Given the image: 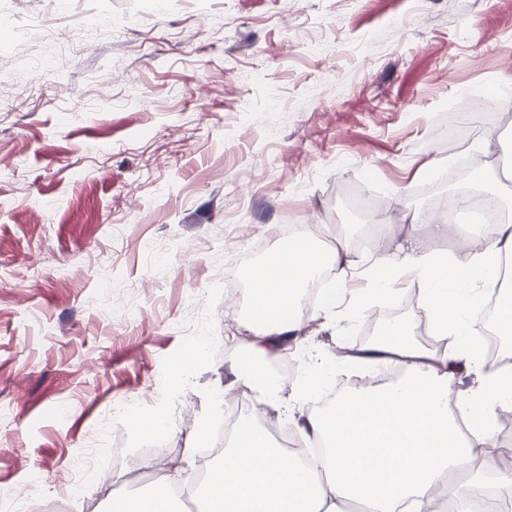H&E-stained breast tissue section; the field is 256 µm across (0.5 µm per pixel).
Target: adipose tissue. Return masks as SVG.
Masks as SVG:
<instances>
[{
	"label": "adipose tissue",
	"instance_id": "ef3b65f1",
	"mask_svg": "<svg viewBox=\"0 0 512 512\" xmlns=\"http://www.w3.org/2000/svg\"><path fill=\"white\" fill-rule=\"evenodd\" d=\"M405 217L412 226H424L425 235L409 234L405 245L361 258L330 225L317 235L298 225L276 263L251 271L253 336L231 361L224 386L247 379L277 416L289 418L325 452L309 464L285 457L253 423L240 420L219 463V479L204 496L211 512H343L350 503L359 512H428L442 498L452 500L457 512H468L471 499L488 488L512 492V473L488 462L467 483L450 480L469 466L473 448L496 447L498 417L512 411V368L484 370L477 323L487 292L500 278L502 258L512 256V218L484 225L475 243L461 242L457 255L443 259L431 254L429 244L447 238L448 221L424 225L416 211ZM324 268L334 272L340 288L356 277L367 280L364 306L411 277L423 315L448 347L420 345L399 322L336 358L340 369L399 370L396 380L340 390L323 407L316 395L328 376L324 366L312 365L301 380L280 384L265 363L296 338L300 325L286 313ZM465 374L475 378L467 390L459 386Z\"/></svg>",
	"mask_w": 512,
	"mask_h": 512
}]
</instances>
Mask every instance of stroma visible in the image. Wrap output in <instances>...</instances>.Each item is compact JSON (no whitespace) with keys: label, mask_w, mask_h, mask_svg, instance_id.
<instances>
[{"label":"stroma","mask_w":512,"mask_h":512,"mask_svg":"<svg viewBox=\"0 0 512 512\" xmlns=\"http://www.w3.org/2000/svg\"><path fill=\"white\" fill-rule=\"evenodd\" d=\"M63 12L99 21L89 45L51 36ZM231 59L264 83H238ZM2 72L32 90L0 112V495L38 508L85 448H140L110 412L145 393L180 416L150 469L190 485L185 443L251 337L250 290L226 269L311 217L363 254L365 206L456 192L429 183L471 153L444 114L470 92L475 112L502 109L512 0H0ZM319 312L287 361L361 347L376 316L414 335L421 320L404 284ZM106 478L69 512H109L129 470L108 458Z\"/></svg>","instance_id":"obj_1"}]
</instances>
